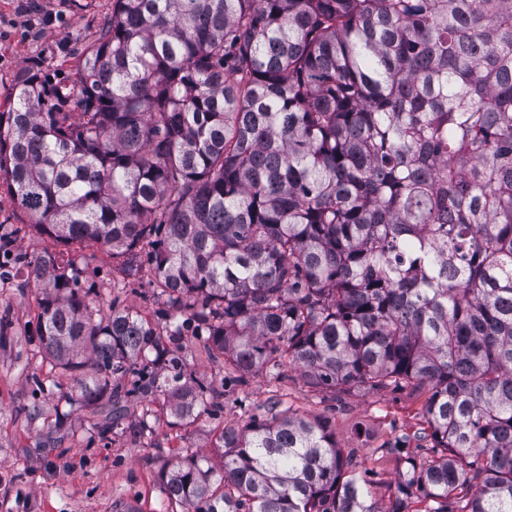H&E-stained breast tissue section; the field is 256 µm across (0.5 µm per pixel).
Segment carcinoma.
Segmentation results:
<instances>
[{
    "mask_svg": "<svg viewBox=\"0 0 512 512\" xmlns=\"http://www.w3.org/2000/svg\"><path fill=\"white\" fill-rule=\"evenodd\" d=\"M0 188L62 247L24 258L45 353L88 406L224 412L169 353L243 378L427 393L401 490L512 512V0H113L71 87L28 68ZM75 111H65L68 100ZM146 275L163 330L95 318L74 259ZM162 474L184 512L383 510L325 422L272 412Z\"/></svg>",
    "mask_w": 512,
    "mask_h": 512,
    "instance_id": "obj_1",
    "label": "carcinoma"
}]
</instances>
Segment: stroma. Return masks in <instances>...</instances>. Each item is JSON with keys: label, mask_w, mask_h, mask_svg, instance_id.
Masks as SVG:
<instances>
[{"label": "stroma", "mask_w": 512, "mask_h": 512, "mask_svg": "<svg viewBox=\"0 0 512 512\" xmlns=\"http://www.w3.org/2000/svg\"><path fill=\"white\" fill-rule=\"evenodd\" d=\"M111 19L112 0H0V111L8 109L12 86L26 68H40L50 84L70 85L84 49ZM0 235L12 240L17 257L0 277V512H183L162 483L168 463L188 452L219 462L212 446L218 425L245 426L265 417L273 405L328 420L351 468L368 481L378 505L399 498L406 512H424L422 498L401 497L398 488L405 457L422 463L431 455L417 437L424 394L335 396L310 387L291 368L277 382L258 372L242 383L223 363L210 359L198 336H182L173 351L223 391L222 416H204L184 428L156 401L144 436L99 438L94 428L99 414L76 401L70 373L42 349L38 315L43 290L28 280L20 263L21 256L43 253L52 244L1 190ZM76 262L82 279L98 289L89 298L97 315L109 316L119 307L164 326L146 285L126 280L107 252L87 248ZM400 437L407 440L401 451L394 447Z\"/></svg>", "instance_id": "1"}]
</instances>
